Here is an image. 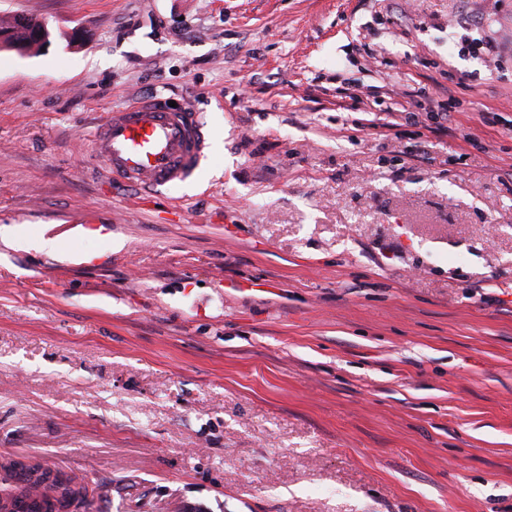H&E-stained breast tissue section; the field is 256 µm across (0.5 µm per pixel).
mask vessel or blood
I'll list each match as a JSON object with an SVG mask.
<instances>
[{"label": "vessel or blood", "instance_id": "vessel-or-blood-1", "mask_svg": "<svg viewBox=\"0 0 512 512\" xmlns=\"http://www.w3.org/2000/svg\"><path fill=\"white\" fill-rule=\"evenodd\" d=\"M207 145L197 112L156 98L108 113L93 139V155L113 179L149 194L188 181Z\"/></svg>", "mask_w": 512, "mask_h": 512}]
</instances>
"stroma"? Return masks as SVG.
I'll use <instances>...</instances> for the list:
<instances>
[{
    "label": "stroma",
    "instance_id": "35a3bbf8",
    "mask_svg": "<svg viewBox=\"0 0 512 512\" xmlns=\"http://www.w3.org/2000/svg\"><path fill=\"white\" fill-rule=\"evenodd\" d=\"M0 464L90 512H512V0H0ZM441 102L437 126L421 96ZM199 113L194 180L89 156ZM42 22L25 17L19 19L18 16L11 20H0V37L3 44L13 47L19 51L35 50L39 52L43 43H40L37 37V31L43 28ZM199 114L156 98L107 114L93 139V155L113 180L149 194L188 181L207 145ZM2 238L6 242L21 243L40 252H55L59 248V243L56 238L45 237L44 234L35 236L29 228L22 231L21 226L13 228L5 227ZM20 465L25 470V478L22 481L29 485H46L54 494L45 499L39 508V512H88L91 499L85 486H78L73 480L61 472H53L44 468L40 463L16 462L3 466V478L0 475V492H5V497L0 498L1 512H14L13 488L8 481L14 482L21 478L17 473L10 471L14 466ZM3 487V488H2Z\"/></svg>",
    "mask_w": 512,
    "mask_h": 512
}]
</instances>
